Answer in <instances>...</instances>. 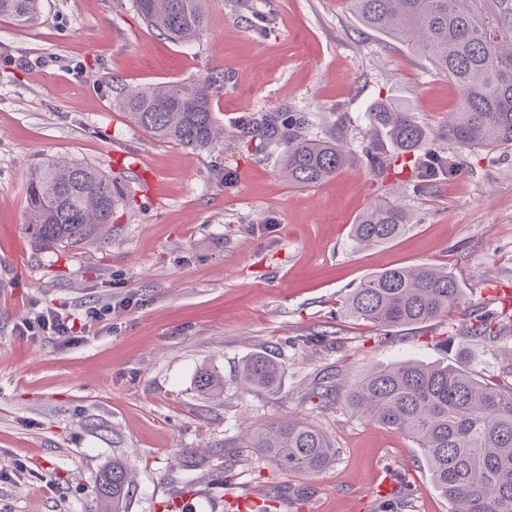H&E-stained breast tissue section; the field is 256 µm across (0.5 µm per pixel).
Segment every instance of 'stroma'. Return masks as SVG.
<instances>
[{"instance_id":"1","label":"stroma","mask_w":512,"mask_h":512,"mask_svg":"<svg viewBox=\"0 0 512 512\" xmlns=\"http://www.w3.org/2000/svg\"><path fill=\"white\" fill-rule=\"evenodd\" d=\"M40 6L28 29L0 18V473L24 457L39 472L0 481V512H89L116 459L134 481L128 512H161L188 483L194 512H227L248 493L274 499V512H353L386 467L406 485L398 512H448L411 440L312 390L318 378L349 386L399 360L512 383V318L497 338L462 335L512 294V149L440 140L459 165L453 180L425 189L376 180L363 154L369 107L401 105L434 131L459 92L418 50L365 27L348 0H206L208 26L188 46L141 24L132 0ZM210 73L224 78L212 98L224 136L208 150L154 140L112 108L114 86ZM285 111L304 113L310 136L341 137L351 163L295 187L279 171V147L236 148L241 116ZM50 158L98 168L135 193L116 224L62 258L27 230L26 179ZM377 199L405 206L412 225L356 247L351 226ZM423 263L462 290L449 318L388 333L342 312L367 276ZM110 301L111 330L91 325L72 344L17 332L34 307L77 318ZM258 352L283 364L276 392L237 384ZM204 369L223 376L222 393L198 390ZM288 419L322 431L334 462L286 472L244 447L246 433ZM363 512H383L382 501Z\"/></svg>"}]
</instances>
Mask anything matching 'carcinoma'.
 <instances>
[{
  "mask_svg": "<svg viewBox=\"0 0 512 512\" xmlns=\"http://www.w3.org/2000/svg\"><path fill=\"white\" fill-rule=\"evenodd\" d=\"M362 24L401 43L418 47L439 76L458 87L456 111L436 137L467 148L512 147V0H350ZM144 24L171 42L188 45L207 28L205 0H133ZM0 17L19 28L36 25L40 0H0ZM224 89V77L209 75L194 86L167 82L117 87L112 108L151 138L192 149H208L219 128L211 97ZM370 126L383 130L393 151L374 145L366 158L380 178L410 170L420 187L453 179L452 156L432 147L430 133L413 114L380 102L367 112ZM308 118L276 112L237 123L235 141L253 154L280 146V166L288 183L313 186L335 177L349 159L343 141L313 139ZM29 229L35 243L53 249L81 246L98 228L112 223L124 195L97 168L49 159L28 178ZM400 205L375 201L351 227L359 246L389 243L410 227ZM461 288L448 271L431 264L381 271L350 291L342 309L383 329L410 327L448 316ZM497 322L476 314L469 336L490 338ZM282 366L259 354L246 359L238 378L243 388L275 389ZM198 389L214 394L221 376L198 375ZM353 413L392 429L421 450L430 477L448 500V512H512V386L480 380L447 363L398 361L375 368L345 393ZM279 467L316 474L333 461L336 449L315 426L284 420L247 436ZM133 482L121 460L99 474L95 512H124Z\"/></svg>",
  "mask_w": 512,
  "mask_h": 512,
  "instance_id": "1",
  "label": "carcinoma"
}]
</instances>
